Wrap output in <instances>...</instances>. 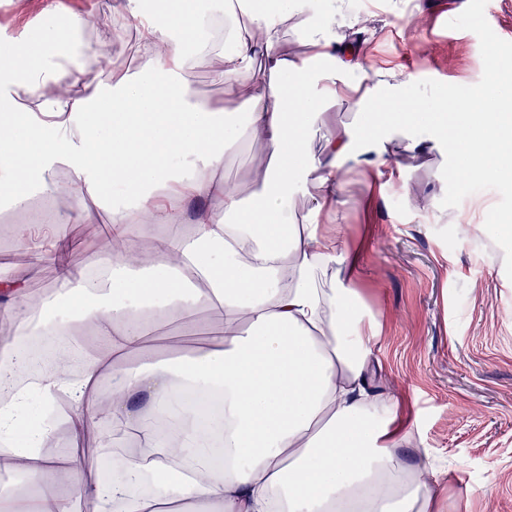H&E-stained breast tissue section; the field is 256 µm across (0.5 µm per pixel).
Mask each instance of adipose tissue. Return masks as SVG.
<instances>
[{"instance_id":"adipose-tissue-1","label":"adipose tissue","mask_w":512,"mask_h":512,"mask_svg":"<svg viewBox=\"0 0 512 512\" xmlns=\"http://www.w3.org/2000/svg\"><path fill=\"white\" fill-rule=\"evenodd\" d=\"M128 0L137 36L125 40L142 69L113 70L111 81L72 76V58L94 14L49 0L37 36L0 46V206L25 209L33 194L65 199L62 222L86 224L102 210L112 246L90 264L64 259L62 238L36 258L53 257L50 291L0 276V441L29 483L54 476L59 493L16 494L0 488V512H438L428 487L432 469L408 465L401 441L410 429L377 393L382 335L363 313L341 228L339 175L348 165L380 178L396 164L388 145L401 129L447 140L444 116L475 129L457 179L494 180L512 173V82L496 77L466 99L448 91L410 94L403 73L370 74L364 43L372 15L351 0ZM302 29L299 49L286 46ZM321 59L325 68H308ZM204 64L228 106L200 99L192 71ZM355 98L360 132L326 125L319 148L309 131L336 98ZM424 139V140H427ZM422 139L408 142L422 149ZM248 149L258 190L245 196L224 176V150ZM310 184L304 203L291 193ZM153 232L149 251L129 228ZM192 225L184 233V225ZM207 307L222 327L219 346L161 362L148 346L152 323L180 321L184 332ZM78 381L44 375L17 388L26 358L16 339L79 334ZM112 399L100 408L102 382ZM59 406L54 427L73 444L63 460L34 428L31 393ZM219 395L217 416L181 397ZM224 435L214 456L210 428ZM120 442L112 481L87 478L81 443L90 429ZM154 481L132 497L128 483Z\"/></svg>"}]
</instances>
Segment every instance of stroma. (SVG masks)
<instances>
[{
  "instance_id": "obj_1",
  "label": "stroma",
  "mask_w": 512,
  "mask_h": 512,
  "mask_svg": "<svg viewBox=\"0 0 512 512\" xmlns=\"http://www.w3.org/2000/svg\"><path fill=\"white\" fill-rule=\"evenodd\" d=\"M46 2L0 0V33L37 32ZM64 2L99 15L92 39L106 60L92 68L103 80L116 64L139 70L112 35V15L126 0ZM354 10L374 17L368 65L402 70L411 92L445 89L465 98L496 72H512V0H362ZM462 158L460 147L431 142L423 153L401 155L394 177L343 173V236L361 254L362 300L384 325L374 348L379 390L415 421L409 462L421 464L423 448L440 460L433 488L441 512H512V234L479 215L468 234L457 227L476 200L511 216L512 179H451ZM412 194L432 198V208L412 210ZM56 230L80 234L69 261L83 265L107 251L112 226L100 215ZM0 275L46 289L55 266L34 264L29 248L0 239ZM196 319L197 333L186 338L175 323L155 324L160 359L215 342L218 322L203 311Z\"/></svg>"
}]
</instances>
